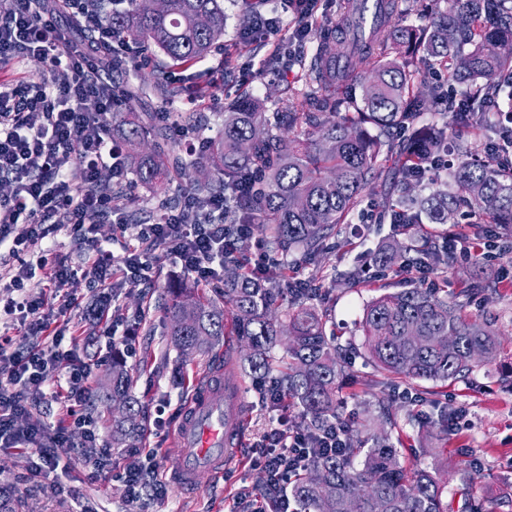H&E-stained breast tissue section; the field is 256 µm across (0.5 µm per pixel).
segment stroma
<instances>
[{"instance_id": "stroma-1", "label": "stroma", "mask_w": 512, "mask_h": 512, "mask_svg": "<svg viewBox=\"0 0 512 512\" xmlns=\"http://www.w3.org/2000/svg\"><path fill=\"white\" fill-rule=\"evenodd\" d=\"M226 25L218 49L197 61L190 74L174 79L161 55H153L150 67L156 77L177 83L179 96L166 101L159 97L142 104L145 112L168 110L193 112L197 115L189 130L196 141L218 139L221 129L220 112L239 92L263 99L267 109L280 107L286 91L301 90L304 72L297 62L277 69L267 68L265 61L274 54L285 53L288 45L275 40L251 46L241 41L238 33L248 27L250 14L245 13L242 0H223ZM396 179L390 167H382L377 179L366 191L362 204L342 225L332 247L321 262L315 263L300 253L288 254L287 261L296 278L316 284L317 297L328 311L331 323L346 347L349 378L343 388L340 416L349 418L350 435L367 439L373 430L384 424L385 412L397 413L401 421L400 437L403 447L422 449L416 464L433 468L438 477H445L448 462L456 461L462 453H470L474 472L473 490L496 496L504 480L512 481V385L505 374L512 360L502 359L497 365L480 368L470 379L459 383L436 385L430 382L408 384L384 383L382 375L364 357L363 336L358 321L368 301L379 295L413 287L414 279L395 275L378 276L366 259L382 245L400 240L397 225L392 224ZM127 206V225L117 229L112 224L95 225L93 235L104 244L113 241L138 247L137 226L156 215V189L141 183L134 173H127L121 183ZM503 226L484 225L482 241L492 249L482 268L489 280L496 282L497 291L490 296L475 297L472 313L491 312L497 315L501 331L512 337V252L506 251ZM153 279L151 282L133 280L120 275L108 281V294L118 296L120 307L111 311L107 324L84 321L81 309L67 312L58 328L63 336L61 350L74 351L84 360H93L92 388H99L107 377L111 359H98L104 348L105 328L116 335H131L137 355L128 359L127 367L133 377L132 393L143 411V426L136 442L156 448L158 478L164 485L161 496L140 503H128L120 482L102 478L89 481L77 447L84 431L70 425L69 440L58 449L62 458L71 459V469L60 478L61 483L87 508L88 512H232L238 489L247 488L260 493L265 476L261 470L248 466L252 445L258 430L267 422L268 413L259 402L258 383L245 376L241 393L245 401V437L238 450L239 462L232 479L201 474L199 490L190 494L178 486L170 472L175 464L173 445L178 414L185 408L198 382L215 375L219 360L224 357L223 346H216L209 356L178 358L167 334L166 308L171 289L187 277L181 266L172 264L161 247L151 250ZM364 266V276L372 280L369 288L348 290L335 278L336 271L352 263ZM453 408L461 413L460 422L448 437L447 460L425 454L430 436L419 426V419H438L442 410ZM162 418V427H154L155 418ZM29 457L11 448L0 447V485L21 493L22 512H67V505L56 498L25 492L18 482L25 473Z\"/></svg>"}]
</instances>
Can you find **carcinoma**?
I'll use <instances>...</instances> for the list:
<instances>
[{
    "label": "carcinoma",
    "mask_w": 512,
    "mask_h": 512,
    "mask_svg": "<svg viewBox=\"0 0 512 512\" xmlns=\"http://www.w3.org/2000/svg\"><path fill=\"white\" fill-rule=\"evenodd\" d=\"M373 28L354 45L336 27L317 31V51L305 70V90L288 95V111L269 112L244 93L224 112L221 136L198 155L168 148L169 128L153 112L135 113L136 121L119 130L132 146L149 142L146 151L127 156L144 184L158 192L159 211L171 202L174 179L210 168L214 175L195 179L193 194L201 201L215 195L233 201L224 213L228 231L237 224H257L268 243L282 251L298 249L309 256L324 252L338 226L360 205L380 166L381 137L414 122L426 102L440 95L419 79L418 62L426 60L448 73V81L470 83L468 105H446L445 115L467 135L489 131L484 105L501 94L498 78L512 76V0H447L442 20L427 28L398 27L392 17L400 0H379ZM112 35L160 52L167 62L185 69L208 55L224 35V8L219 0H167L154 12L142 0L105 15ZM118 103L139 99L151 90L163 98L181 89L143 78L138 87L113 83ZM350 110L337 117L341 105ZM377 130L374 135L371 130ZM498 152L481 163L468 160L465 139L448 135V124L432 126L418 143L393 149L401 194L399 226L423 218L445 224L461 208L478 213L489 224L512 227V132L497 129ZM458 156L454 190H435L427 198L411 191L418 180L412 164L420 156ZM261 174L257 192L239 194L246 174ZM428 251L390 243L374 254L379 265L400 272V263H424ZM495 292L485 279H469L450 293L430 288H403L383 294L363 309L359 327L368 358L388 380L434 384L466 379L480 366L504 355V340L492 316L465 311L469 300ZM172 343L180 354L202 356L227 335L243 344L251 375L277 372V390L303 408L307 428L321 431L334 421L341 381L346 374L344 349L326 334L327 311L315 296L293 286L288 269L258 283L246 279L239 263H224V307L198 289L177 291L168 311ZM286 337L288 361L274 363L272 351ZM133 379L123 355L112 353V378L98 392L105 405H121L112 416V442L119 445L138 432L140 407L131 395ZM448 420L431 423L438 454L448 442ZM296 477L288 487L294 512H453L448 485L464 492L462 512H512V485L487 500L471 491L472 471L464 460L448 470L442 484L432 472L401 461L392 436H372L365 446L349 438L334 452H315L294 463ZM20 497L0 489V512H18Z\"/></svg>",
    "instance_id": "obj_1"
}]
</instances>
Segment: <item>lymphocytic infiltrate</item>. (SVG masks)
<instances>
[{
	"instance_id": "f902f5d3",
	"label": "lymphocytic infiltrate",
	"mask_w": 512,
	"mask_h": 512,
	"mask_svg": "<svg viewBox=\"0 0 512 512\" xmlns=\"http://www.w3.org/2000/svg\"><path fill=\"white\" fill-rule=\"evenodd\" d=\"M107 0H0V68L27 57L48 62L47 77L36 81L0 83V181L8 193L0 195V249L16 261L13 269L0 270V324L16 321L27 326L34 341L16 349L10 337L0 336V447L33 451L34 457L21 481L33 492L59 497L57 473L69 467L57 453L65 440L64 420L83 425L80 454L90 479L111 474L122 483L130 502L161 494L156 478L157 453L140 447L129 449L122 468L112 466L109 448L93 422L85 420L91 366L75 364L70 352L60 351L59 335L51 328L53 307L42 297L28 295L23 286L35 272L61 287L83 278L91 289L109 280L114 267L127 276L150 280L152 265L146 253L126 250L115 258L96 239L83 236L85 226L125 225L123 208L102 183L103 172L125 175L112 133L103 118L111 112L112 82L103 73L116 58L135 59L138 47L112 37L101 17ZM318 0H279L263 26L265 37L278 35L284 13L296 22L289 45L308 42ZM24 232H17L18 222ZM82 235L89 248L86 266L76 270L54 252L58 232ZM250 224L237 225L234 238L224 234V198L198 201L180 195L155 222L140 225L137 236L158 243L182 269L205 282L220 281L224 260L233 256L239 241L253 236ZM38 389L56 404L63 422L51 425L31 414L26 393ZM267 406L277 411L275 425L254 445L249 465L261 468L267 478L263 499L240 490L238 500H250L251 512H291L288 501L289 464L313 448H340L348 430L345 420H335L320 433L309 431L291 415L279 394Z\"/></svg>"
}]
</instances>
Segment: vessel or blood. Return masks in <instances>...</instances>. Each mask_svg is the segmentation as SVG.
I'll return each mask as SVG.
<instances>
[{
  "label": "vessel or blood",
  "instance_id": "obj_1",
  "mask_svg": "<svg viewBox=\"0 0 512 512\" xmlns=\"http://www.w3.org/2000/svg\"><path fill=\"white\" fill-rule=\"evenodd\" d=\"M243 408L237 388L198 386L187 403L174 434L179 448L174 478L193 487L199 472L222 476L233 463L241 440Z\"/></svg>",
  "mask_w": 512,
  "mask_h": 512
}]
</instances>
